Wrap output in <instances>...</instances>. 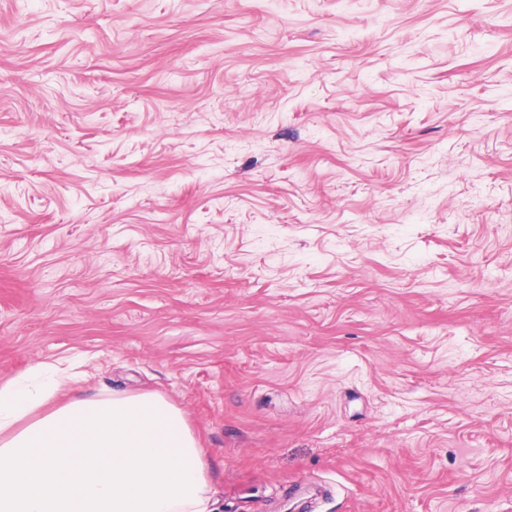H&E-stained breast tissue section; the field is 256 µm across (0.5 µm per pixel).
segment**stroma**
Returning a JSON list of instances; mask_svg holds the SVG:
<instances>
[{"label":"stroma","mask_w":512,"mask_h":512,"mask_svg":"<svg viewBox=\"0 0 512 512\" xmlns=\"http://www.w3.org/2000/svg\"><path fill=\"white\" fill-rule=\"evenodd\" d=\"M152 392L215 512H512V0H0V386Z\"/></svg>","instance_id":"1"}]
</instances>
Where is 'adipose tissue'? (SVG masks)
Instances as JSON below:
<instances>
[{
  "label": "adipose tissue",
  "instance_id": "adipose-tissue-1",
  "mask_svg": "<svg viewBox=\"0 0 512 512\" xmlns=\"http://www.w3.org/2000/svg\"><path fill=\"white\" fill-rule=\"evenodd\" d=\"M59 365L0 387V512H214L204 453L156 394L46 404Z\"/></svg>",
  "mask_w": 512,
  "mask_h": 512
}]
</instances>
